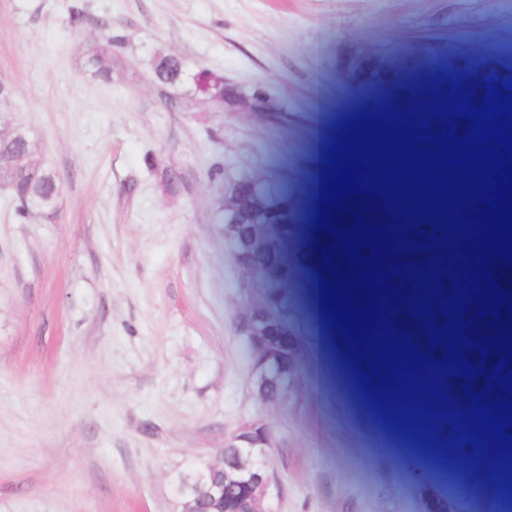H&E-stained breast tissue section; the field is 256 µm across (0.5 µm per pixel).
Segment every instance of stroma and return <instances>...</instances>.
Returning a JSON list of instances; mask_svg holds the SVG:
<instances>
[{
  "instance_id": "35a3bbf8",
  "label": "stroma",
  "mask_w": 512,
  "mask_h": 512,
  "mask_svg": "<svg viewBox=\"0 0 512 512\" xmlns=\"http://www.w3.org/2000/svg\"><path fill=\"white\" fill-rule=\"evenodd\" d=\"M109 34L105 81L88 59ZM489 50L512 56L506 0H0L9 118L62 181L51 221L0 188V512H175L179 474L219 461L255 420L273 434L269 512H504L505 449L449 405L434 366L401 391L343 389L340 369L377 356L324 322L318 277L296 262L334 112L377 115L379 77L426 89L435 60ZM165 55L265 89L287 121L160 83ZM245 177L261 179L271 219L252 278L294 350L280 404L258 398L233 327L242 276L220 211ZM484 208L454 213L466 228L449 230L426 300L442 280L479 286ZM363 401L405 423L415 449L363 422Z\"/></svg>"
}]
</instances>
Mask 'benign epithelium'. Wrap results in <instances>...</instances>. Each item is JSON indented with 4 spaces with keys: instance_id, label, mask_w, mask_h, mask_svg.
<instances>
[{
    "instance_id": "7a95c632",
    "label": "benign epithelium",
    "mask_w": 512,
    "mask_h": 512,
    "mask_svg": "<svg viewBox=\"0 0 512 512\" xmlns=\"http://www.w3.org/2000/svg\"><path fill=\"white\" fill-rule=\"evenodd\" d=\"M10 93L7 86L0 84V142L26 140V132L14 126L7 118ZM209 100L215 105H222L266 126L279 124L278 112L270 96L259 91L252 96L239 92V85L224 82L219 94H210ZM39 166L32 152H0V185L8 180L30 174ZM257 182L243 179L235 182L224 191V215L254 219L252 260L243 261L235 237L224 232L230 247L231 257L244 276L240 287L248 290L249 297L236 313V327L242 329V323L252 321L253 334L247 335L251 357L252 373L256 385H273L280 390V398H288L290 391V374L278 367L267 348L258 345L253 337L264 331V324L269 320L266 305L257 291L251 289L246 276L253 270L259 260V244L265 230V224L257 222V210L260 201L256 193ZM488 302L476 305L475 314L462 323V328L455 331V338L470 339L472 346L462 347L453 343L457 351L465 358H470L472 351L478 349L487 352L485 365L494 369L498 360L512 356V343L499 351V344L484 343V338L495 340L512 336L511 331L503 327L512 325V312L508 305L500 309V316L488 314ZM496 323L490 328L488 324ZM273 447L270 430L260 422H247L240 426L227 440L217 463H206L193 468L182 475L176 491L179 512H268L264 502L271 489V475L265 458L268 449Z\"/></svg>"
}]
</instances>
